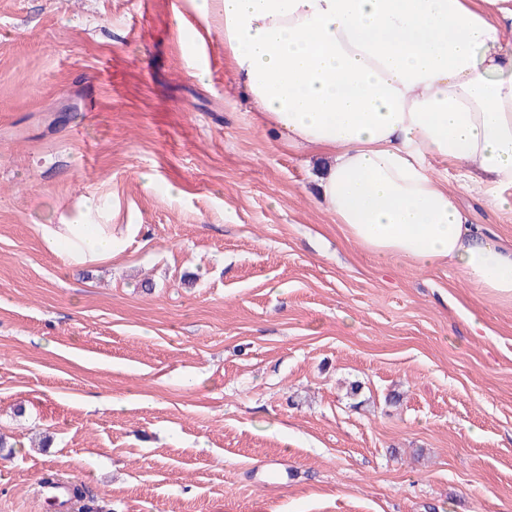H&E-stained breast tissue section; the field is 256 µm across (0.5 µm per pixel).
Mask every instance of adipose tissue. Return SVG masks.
I'll list each match as a JSON object with an SVG mask.
<instances>
[{"label":"adipose tissue","mask_w":512,"mask_h":512,"mask_svg":"<svg viewBox=\"0 0 512 512\" xmlns=\"http://www.w3.org/2000/svg\"><path fill=\"white\" fill-rule=\"evenodd\" d=\"M217 19L261 119L320 155L327 210L381 259L448 263L512 297V245L472 224L434 171L512 210V0H193ZM68 265L109 260L102 224H45Z\"/></svg>","instance_id":"obj_1"}]
</instances>
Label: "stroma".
<instances>
[{
  "label": "stroma",
  "mask_w": 512,
  "mask_h": 512,
  "mask_svg": "<svg viewBox=\"0 0 512 512\" xmlns=\"http://www.w3.org/2000/svg\"><path fill=\"white\" fill-rule=\"evenodd\" d=\"M188 9L0 0V512H512V300L352 242ZM40 231L66 265L110 260L119 253V241L108 224H44Z\"/></svg>",
  "instance_id": "stroma-1"
}]
</instances>
